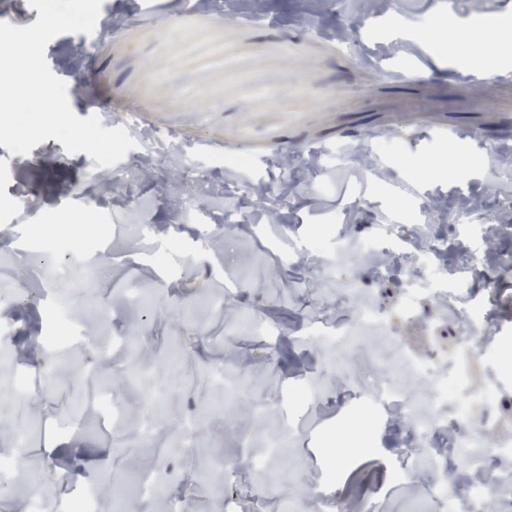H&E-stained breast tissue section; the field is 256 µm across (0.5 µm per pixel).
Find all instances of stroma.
<instances>
[{"mask_svg": "<svg viewBox=\"0 0 512 512\" xmlns=\"http://www.w3.org/2000/svg\"><path fill=\"white\" fill-rule=\"evenodd\" d=\"M166 22L140 0H103L112 34H62L46 47L78 117L111 127L136 113L171 141L173 158L140 169L128 151L95 177V160L50 138L30 155L0 146V295L10 296L0 352L12 354L22 405L0 406V449L26 468L0 489L19 512L36 489L54 502L116 489L125 512L159 477L184 512H321L320 491L370 512H443L436 472L399 450L410 428L370 396L366 381L392 351L349 329L342 353L322 338L357 305L379 311L430 376L455 379L452 329L436 289L460 245L494 235L512 257V0H161ZM495 64L499 80L471 72ZM421 68L413 81L403 78ZM231 158L248 162L228 175ZM386 224L423 229L444 245L422 271L416 311L372 260L336 258L353 242L402 265L411 240ZM83 251L97 288L82 286L69 247ZM493 286H486V276ZM465 286L499 337L469 383L512 395V268L470 274ZM62 289L75 355L56 354L54 289ZM107 316H100V309ZM444 361L431 367L433 352ZM233 383L218 388L213 368ZM124 409L102 411L103 388ZM200 434L179 444L184 423ZM283 452L264 468L270 433ZM336 473L324 477V464ZM226 463L219 480L212 461Z\"/></svg>", "mask_w": 512, "mask_h": 512, "instance_id": "stroma-1", "label": "stroma"}]
</instances>
